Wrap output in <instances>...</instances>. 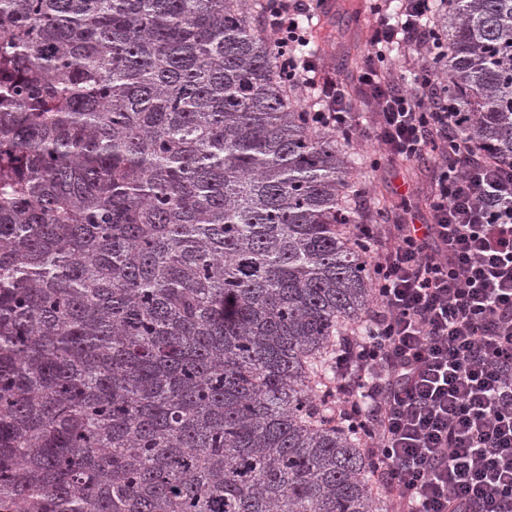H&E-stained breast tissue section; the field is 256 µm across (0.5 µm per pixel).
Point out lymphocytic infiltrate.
<instances>
[{
  "label": "lymphocytic infiltrate",
  "instance_id": "lymphocytic-infiltrate-1",
  "mask_svg": "<svg viewBox=\"0 0 512 512\" xmlns=\"http://www.w3.org/2000/svg\"><path fill=\"white\" fill-rule=\"evenodd\" d=\"M311 0H265L280 76L308 89L317 126L355 129L356 94L374 107L377 153L432 173L425 224H357L371 252L374 304L365 336L334 353L336 417L364 430L392 512H512V158L469 138L470 115L440 100L448 48L432 0L378 13L371 54L349 87L309 47ZM422 56L398 85L377 68L392 44Z\"/></svg>",
  "mask_w": 512,
  "mask_h": 512
}]
</instances>
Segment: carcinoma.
<instances>
[{"label": "carcinoma", "instance_id": "1", "mask_svg": "<svg viewBox=\"0 0 512 512\" xmlns=\"http://www.w3.org/2000/svg\"><path fill=\"white\" fill-rule=\"evenodd\" d=\"M262 0H0V512H391L327 403L373 297L354 134ZM512 157V0H433Z\"/></svg>", "mask_w": 512, "mask_h": 512}]
</instances>
